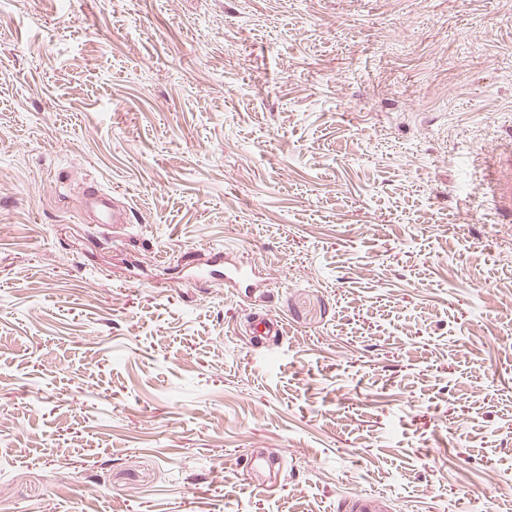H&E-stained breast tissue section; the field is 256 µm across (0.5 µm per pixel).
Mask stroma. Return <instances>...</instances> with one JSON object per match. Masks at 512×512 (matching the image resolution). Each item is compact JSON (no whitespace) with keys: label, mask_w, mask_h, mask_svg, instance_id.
<instances>
[{"label":"stroma","mask_w":512,"mask_h":512,"mask_svg":"<svg viewBox=\"0 0 512 512\" xmlns=\"http://www.w3.org/2000/svg\"><path fill=\"white\" fill-rule=\"evenodd\" d=\"M364 492L512 512V0H0V512ZM96 202L99 205V209L94 220L98 224H125L127 218V210H117L114 206L109 207L107 199L103 196L102 190L99 185L95 184L87 188L84 197L80 201V206L83 209H88L90 205ZM255 270V262L244 261L237 250L225 248L224 251L218 250L211 255L205 269L188 271L184 280L196 283L210 273L218 272L224 275V288H231L232 291L244 288L247 291L259 288ZM250 332L260 340L278 339L286 334V328L282 322L268 321L258 316L250 322Z\"/></svg>","instance_id":"35a3bbf8"}]
</instances>
